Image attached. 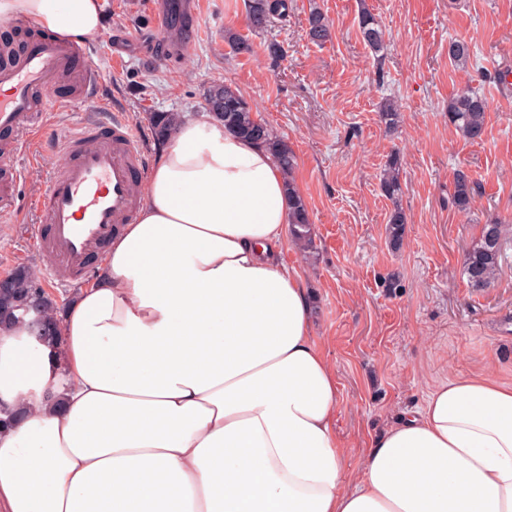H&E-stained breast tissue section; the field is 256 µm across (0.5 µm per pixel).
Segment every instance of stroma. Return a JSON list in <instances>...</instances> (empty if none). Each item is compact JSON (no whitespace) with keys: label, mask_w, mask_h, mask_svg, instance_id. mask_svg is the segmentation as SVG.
<instances>
[{"label":"stroma","mask_w":512,"mask_h":512,"mask_svg":"<svg viewBox=\"0 0 512 512\" xmlns=\"http://www.w3.org/2000/svg\"><path fill=\"white\" fill-rule=\"evenodd\" d=\"M101 2L105 28L89 43V61L102 78L105 112L122 113L146 136L147 113L199 114L208 89L226 82L292 149V179L313 243L285 257L313 297L314 336L336 375V427L352 476L372 438L439 381L488 363L512 381V233L492 286L471 287L462 273L483 224L512 225V82L505 80L512 75V0H288L287 17L262 29L251 27L246 0H198L195 45L169 62L136 43L113 49L119 29L139 27L145 0ZM314 6L330 29L321 44L307 36ZM364 9L384 31L380 52L362 37ZM228 30L246 50L225 42ZM454 39L470 41L474 63L451 62ZM273 42L283 51L277 60L267 50ZM467 88L488 105L475 143L448 121L449 101ZM388 100L401 116L394 130L378 117ZM395 152L402 162L397 204L406 216L397 251L386 242L394 203L380 189ZM45 162L24 153L0 161V175L14 164L24 172L14 198L19 221L0 231V279L19 266L45 271L28 220ZM458 169L482 186L466 214L448 202ZM391 273L401 280L393 294L383 286Z\"/></svg>","instance_id":"1"}]
</instances>
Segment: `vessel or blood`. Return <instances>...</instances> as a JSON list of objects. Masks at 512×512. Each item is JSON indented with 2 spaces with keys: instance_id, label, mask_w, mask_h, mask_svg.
I'll list each match as a JSON object with an SVG mask.
<instances>
[{
  "instance_id": "obj_1",
  "label": "vessel or blood",
  "mask_w": 512,
  "mask_h": 512,
  "mask_svg": "<svg viewBox=\"0 0 512 512\" xmlns=\"http://www.w3.org/2000/svg\"><path fill=\"white\" fill-rule=\"evenodd\" d=\"M153 24L167 52L187 53L197 0H150ZM86 48L53 34L28 39L23 48L0 43V152L24 151L39 113L51 105L82 100L84 120L66 133L48 132L37 144L61 157L46 176V188L32 202L37 222L33 244L54 281L87 277L123 225L133 223L147 178L142 138L120 115L97 118L101 104L94 88L101 78L83 67Z\"/></svg>"
}]
</instances>
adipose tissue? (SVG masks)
Returning <instances> with one entry per match:
<instances>
[{
  "label": "adipose tissue",
  "mask_w": 512,
  "mask_h": 512,
  "mask_svg": "<svg viewBox=\"0 0 512 512\" xmlns=\"http://www.w3.org/2000/svg\"><path fill=\"white\" fill-rule=\"evenodd\" d=\"M94 40L101 0H0ZM289 198L261 144L181 122L64 341L0 329V512H512V382H439L350 483L336 376L281 258Z\"/></svg>",
  "instance_id": "adipose-tissue-1"
}]
</instances>
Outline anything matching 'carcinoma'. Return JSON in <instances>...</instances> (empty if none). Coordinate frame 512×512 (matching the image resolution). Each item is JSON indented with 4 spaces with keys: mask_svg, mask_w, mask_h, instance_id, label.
<instances>
[{
    "mask_svg": "<svg viewBox=\"0 0 512 512\" xmlns=\"http://www.w3.org/2000/svg\"><path fill=\"white\" fill-rule=\"evenodd\" d=\"M247 14L252 27L262 29L271 20L288 15V0H247ZM359 25L368 46L375 51L380 50L384 44V33L373 15L367 11L361 12ZM307 34L311 40L319 43L329 37L327 22L316 8L310 11ZM448 57L457 66L468 65L471 60L470 45L464 40L450 43ZM205 102L208 110L222 123L225 130L265 145L277 160L282 172L286 175L292 173L295 166L292 150L268 124L255 117L253 108L236 88L225 82L219 83L209 90ZM486 114L487 101L476 91L463 90L448 103L449 123L468 141L482 138ZM379 116L387 128L394 129L398 126L400 112L394 104H385ZM149 120L155 140L165 141L175 132L182 117L177 112H153ZM400 166V156L391 155L381 179L383 194L393 202L401 193L398 178ZM453 183L452 206L459 212L469 211L476 198L481 195L480 184L462 169L454 173ZM288 189L295 194V201L288 214L291 235L296 243L307 249L313 241L308 208L304 199L296 194L293 183H288ZM405 224V214L401 209L394 208L386 227L388 243L394 250L402 246ZM504 236L505 225L498 221L482 226L478 240L467 251L463 262V275L471 287L486 288L499 278L503 256L501 241ZM37 281L39 277L29 267H19L11 274L8 287L0 288L1 324L12 325L20 322L13 308L16 301L33 288ZM54 310V301L49 297L44 298L40 310L41 330L35 331V337L41 341L62 342L61 327Z\"/></svg>",
    "mask_w": 512,
    "mask_h": 512,
    "instance_id": "carcinoma-1",
    "label": "carcinoma"
}]
</instances>
